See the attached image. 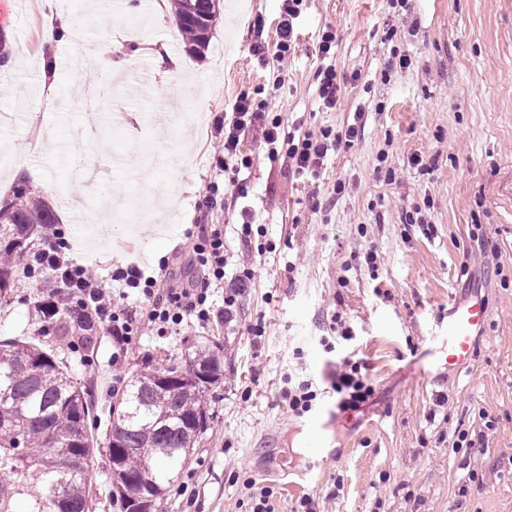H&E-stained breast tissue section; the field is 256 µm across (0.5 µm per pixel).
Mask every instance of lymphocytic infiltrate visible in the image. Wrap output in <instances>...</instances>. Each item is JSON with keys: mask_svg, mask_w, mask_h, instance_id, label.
<instances>
[{"mask_svg": "<svg viewBox=\"0 0 512 512\" xmlns=\"http://www.w3.org/2000/svg\"><path fill=\"white\" fill-rule=\"evenodd\" d=\"M304 0H283L277 40L269 44L255 41L253 55L271 57L272 85H280L295 53L294 22L302 13ZM336 34L333 29L323 30L318 44V85L316 94L320 106L335 108L346 75L337 72L332 63ZM361 121H354L345 128L324 129L320 134H298L287 130L283 118L271 107L269 97L260 92L240 93L229 111L215 117L213 122V149L216 168L224 174L223 182L208 183L198 205L202 212L226 207L228 199L241 200L237 212V226L242 239H250L254 215L243 200L248 193L243 173L251 165V158L242 145L245 140L258 141L266 149L270 159H282L285 171L294 179L312 181L318 179L329 152L342 147H352L361 135ZM50 238L49 248L34 252L27 262V274L31 284L44 278H52L56 286L51 292L37 296L39 306L61 305L78 312L90 310L100 320L107 322L112 336L113 365H120L127 346L144 334L153 331L159 335L178 332L181 327H206L216 313L232 318L238 297L248 288L255 277L253 269L245 267L227 278L226 269L230 257L224 240V227L220 224L197 222L186 233V252L192 265L203 273L200 280L184 282L169 270L167 260H160L158 271L152 272L130 262L116 266L112 279L120 286L119 292L106 288L102 276L90 264L80 263L66 255L68 243L61 225L46 227ZM224 291V308L216 310L211 301L212 289ZM136 296L138 308L125 304L129 296ZM332 387L340 394L343 409H358L373 395L374 389L361 365L345 360L332 380Z\"/></svg>", "mask_w": 512, "mask_h": 512, "instance_id": "obj_1", "label": "lymphocytic infiltrate"}]
</instances>
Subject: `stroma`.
Listing matches in <instances>:
<instances>
[{"label": "stroma", "instance_id": "stroma-1", "mask_svg": "<svg viewBox=\"0 0 512 512\" xmlns=\"http://www.w3.org/2000/svg\"><path fill=\"white\" fill-rule=\"evenodd\" d=\"M204 55L187 52L169 0H0V32L14 61L0 67V204L15 172L49 203L79 262L113 266L159 258L183 280L200 279L182 245L200 191L223 181L210 155L213 119L244 91L267 84L252 56L253 22L277 39L281 0H218ZM73 25L55 51L52 79L32 70L48 16ZM336 32L338 72L352 76L335 109L318 108V34ZM298 45L272 107L303 131L345 127L362 110L363 132L328 154L317 187L288 179L280 162L246 142L249 200L273 251L243 243L232 210L226 227L233 263L255 272L232 322L213 320L177 336L133 341L123 377L183 360L195 347L220 356L223 374L206 392L208 418L186 467L156 512H247L243 483L270 490L289 512L303 486L315 512H512V0H308ZM112 42L124 83L91 113L72 96L76 57ZM409 57V67L394 62ZM148 72L149 90L136 81ZM423 166L410 164L413 155ZM420 211L423 221L408 223ZM376 257L368 269L364 257ZM11 275L0 296V340L30 341L90 392L96 452L86 485L93 512H122L106 478L112 338L98 326L91 345L69 348L43 327L36 292ZM481 294L490 319L469 372L427 381L421 353L451 301ZM342 315L353 331L332 338ZM363 363L375 394L353 414L338 408L331 380L344 360ZM312 379L326 427L322 451L308 420L282 397L287 376ZM471 447H458V433Z\"/></svg>", "mask_w": 512, "mask_h": 512}]
</instances>
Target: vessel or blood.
Returning <instances> with one entry per match:
<instances>
[{
    "label": "vessel or blood",
    "instance_id": "1",
    "mask_svg": "<svg viewBox=\"0 0 512 512\" xmlns=\"http://www.w3.org/2000/svg\"><path fill=\"white\" fill-rule=\"evenodd\" d=\"M489 307L481 296L454 301L441 316L430 338L426 366L428 370L462 371L474 360L476 339L489 321Z\"/></svg>",
    "mask_w": 512,
    "mask_h": 512
}]
</instances>
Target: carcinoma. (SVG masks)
I'll list each match as a JSON object with an SVG mask.
<instances>
[{
    "mask_svg": "<svg viewBox=\"0 0 512 512\" xmlns=\"http://www.w3.org/2000/svg\"><path fill=\"white\" fill-rule=\"evenodd\" d=\"M185 47L203 57L215 20V0H172ZM57 223L55 213L35 198L25 180L0 207V234L24 235L36 224ZM60 337L95 330L90 316L62 312L55 320ZM181 377L164 382L152 369L132 378L116 396L108 435L110 480H128L116 499L124 512H153L185 467L207 418L206 389L221 376L218 357L195 350ZM0 512H91L86 475L94 451L84 387L53 355L27 342H0Z\"/></svg>",
    "mask_w": 512,
    "mask_h": 512,
    "instance_id": "1",
    "label": "carcinoma"
}]
</instances>
